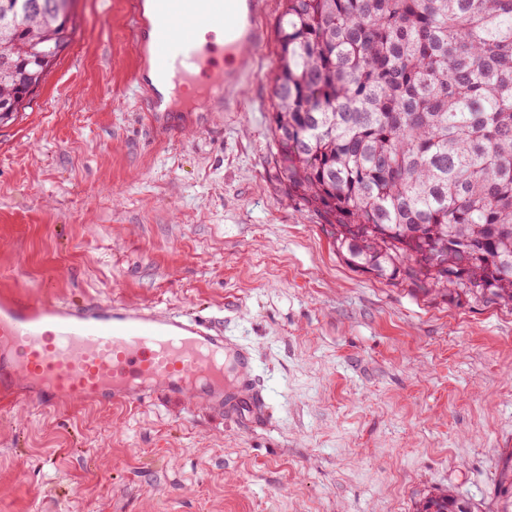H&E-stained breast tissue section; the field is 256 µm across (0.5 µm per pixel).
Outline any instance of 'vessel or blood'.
Segmentation results:
<instances>
[{
	"instance_id": "b4317fda",
	"label": "vessel or blood",
	"mask_w": 512,
	"mask_h": 512,
	"mask_svg": "<svg viewBox=\"0 0 512 512\" xmlns=\"http://www.w3.org/2000/svg\"><path fill=\"white\" fill-rule=\"evenodd\" d=\"M240 0H129L128 23L139 50L132 83L152 119L186 99L214 112L233 75L224 59L259 45L258 11ZM224 33L223 46L200 44L198 20ZM252 354L180 314L115 304L78 306L0 297V397L42 409L60 401L138 404L155 395L206 403L247 427L265 423V401L249 375Z\"/></svg>"
}]
</instances>
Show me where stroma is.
I'll return each instance as SVG.
<instances>
[{
    "mask_svg": "<svg viewBox=\"0 0 512 512\" xmlns=\"http://www.w3.org/2000/svg\"><path fill=\"white\" fill-rule=\"evenodd\" d=\"M126 0L77 29L0 126V292L121 302L251 347L268 405L246 431L199 401L0 403V512H415L452 489L496 512L512 450V312L354 271L278 179L270 131L280 0L220 112L155 129Z\"/></svg>",
    "mask_w": 512,
    "mask_h": 512,
    "instance_id": "35a3bbf8",
    "label": "stroma"
}]
</instances>
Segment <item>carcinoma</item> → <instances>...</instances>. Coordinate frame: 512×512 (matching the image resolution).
Listing matches in <instances>:
<instances>
[{
    "instance_id": "carcinoma-1",
    "label": "carcinoma",
    "mask_w": 512,
    "mask_h": 512,
    "mask_svg": "<svg viewBox=\"0 0 512 512\" xmlns=\"http://www.w3.org/2000/svg\"><path fill=\"white\" fill-rule=\"evenodd\" d=\"M0 14V123L76 31ZM270 117L288 194L352 269L415 296L512 311V0H282ZM496 494L512 512V452ZM417 512H476L450 491Z\"/></svg>"
}]
</instances>
